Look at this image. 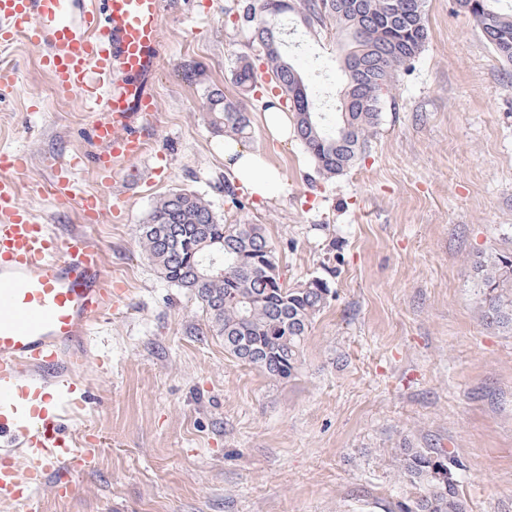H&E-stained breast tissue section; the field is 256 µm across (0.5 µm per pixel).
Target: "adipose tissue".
I'll return each mask as SVG.
<instances>
[{
	"label": "adipose tissue",
	"instance_id": "obj_1",
	"mask_svg": "<svg viewBox=\"0 0 512 512\" xmlns=\"http://www.w3.org/2000/svg\"><path fill=\"white\" fill-rule=\"evenodd\" d=\"M224 162L234 183L249 195L268 199L281 184V175L264 156L234 139L224 141Z\"/></svg>",
	"mask_w": 512,
	"mask_h": 512
}]
</instances>
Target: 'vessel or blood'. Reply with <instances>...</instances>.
Wrapping results in <instances>:
<instances>
[{"label": "vessel or blood", "instance_id": "vessel-or-blood-1", "mask_svg": "<svg viewBox=\"0 0 512 512\" xmlns=\"http://www.w3.org/2000/svg\"><path fill=\"white\" fill-rule=\"evenodd\" d=\"M169 0H0V45L40 48L59 98L79 97L97 149L51 153L45 195L61 211L80 207L100 219L97 197L78 175L94 168L111 185L121 163L138 159L153 132L151 80ZM24 164L0 154V504L43 512L39 490L65 498L75 475L96 458L100 438L75 441L56 395L88 392L79 373L94 330L122 296L101 244L80 229L65 232L20 200ZM43 409L29 411L32 401Z\"/></svg>", "mask_w": 512, "mask_h": 512}]
</instances>
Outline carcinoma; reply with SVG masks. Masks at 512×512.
<instances>
[{
    "instance_id": "cac0c4a2",
    "label": "carcinoma",
    "mask_w": 512,
    "mask_h": 512,
    "mask_svg": "<svg viewBox=\"0 0 512 512\" xmlns=\"http://www.w3.org/2000/svg\"><path fill=\"white\" fill-rule=\"evenodd\" d=\"M457 0L503 62L512 63L500 43L512 44V2ZM297 12L317 35L331 29L346 36L354 65L342 68L352 97L334 127L314 111L308 86L286 52L281 17ZM237 25L250 35L254 56L234 68L238 87L252 94L268 78L271 89L293 113V136L317 172L335 177L354 166L379 124L382 105L396 73L423 50L428 38L425 0H243ZM265 70H259L257 63ZM206 110L216 133L246 137L250 118L236 98L209 91ZM140 243L159 277L194 296L208 327L224 338V349L268 376L287 379L300 363L301 344L314 316L326 305L330 288L311 279L290 288L266 278L267 260L278 262L259 224H226L209 201L188 190L161 196L140 229ZM487 289L486 319L512 326V256L479 264ZM400 465L418 492L399 512H466L453 462L433 449H403Z\"/></svg>"
}]
</instances>
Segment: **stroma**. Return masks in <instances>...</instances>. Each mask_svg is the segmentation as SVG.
I'll return each instance as SVG.
<instances>
[{
  "label": "stroma",
  "mask_w": 512,
  "mask_h": 512,
  "mask_svg": "<svg viewBox=\"0 0 512 512\" xmlns=\"http://www.w3.org/2000/svg\"><path fill=\"white\" fill-rule=\"evenodd\" d=\"M238 0H176L163 18L157 111L146 154L110 194L94 171L85 194L111 211L84 224L34 191L44 154L94 152L78 97L58 99L39 49L0 47V150L19 153L22 203L66 230L86 228L124 290L96 333L85 374L96 402L72 436L100 437L74 494L41 489L44 512H390L414 488L404 448L456 459L468 512H512V326L489 323L476 265L512 254V64L501 62L456 0H427L428 39L399 71L370 148L335 178L295 140H271L247 99L248 147L282 175L269 199L218 188L224 139L203 109L237 96L250 54ZM289 53L327 123L338 120L344 36L288 19ZM209 199L228 224L262 225L281 278L331 293L274 379L224 350L197 300L160 279L139 243L154 202Z\"/></svg>",
  "instance_id": "35a3bbf8"
}]
</instances>
